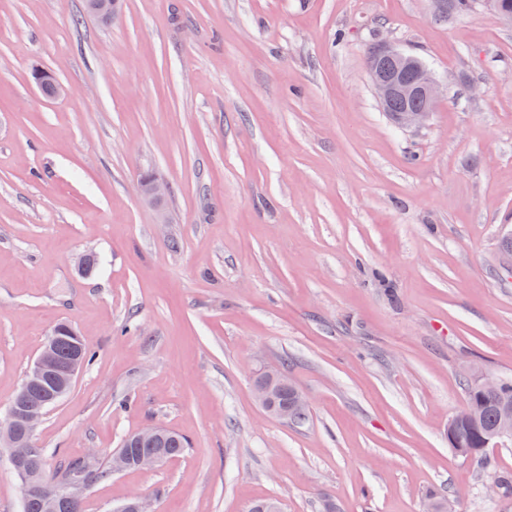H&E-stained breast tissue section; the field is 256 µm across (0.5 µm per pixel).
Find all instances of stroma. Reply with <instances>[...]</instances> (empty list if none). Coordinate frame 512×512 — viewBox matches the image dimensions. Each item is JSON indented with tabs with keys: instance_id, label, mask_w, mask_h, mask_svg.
Wrapping results in <instances>:
<instances>
[{
	"instance_id": "obj_1",
	"label": "stroma",
	"mask_w": 512,
	"mask_h": 512,
	"mask_svg": "<svg viewBox=\"0 0 512 512\" xmlns=\"http://www.w3.org/2000/svg\"><path fill=\"white\" fill-rule=\"evenodd\" d=\"M447 85L382 112L377 38ZM40 66L63 87L43 97ZM168 182L161 208L136 190ZM512 22L429 0H0V420L56 323L94 360L35 434L50 474L150 425L186 452L96 481L155 512H512L448 448L471 373L512 379ZM94 251L82 274L77 259ZM287 363L306 423L257 405ZM264 374H257L253 381V392L256 401L260 407L270 416L288 422V415H298L309 409L308 401L305 395L298 389L294 390V401L290 407L276 409L275 395L279 384L288 382L287 376L280 368H264ZM307 411L302 416L297 417L291 423H302L306 420Z\"/></svg>"
}]
</instances>
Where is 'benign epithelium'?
<instances>
[{"label": "benign epithelium", "instance_id": "obj_1", "mask_svg": "<svg viewBox=\"0 0 512 512\" xmlns=\"http://www.w3.org/2000/svg\"><path fill=\"white\" fill-rule=\"evenodd\" d=\"M87 14L100 19L112 11V0H86ZM369 86L379 107L391 111L392 105L400 99L414 101V105L396 114L399 125L405 128H419L427 124L433 112L434 103L442 94V87L427 65L418 57L409 54L393 44L378 40L373 44L366 61ZM140 197L158 204L170 194V187L160 178L152 176L138 180ZM59 329H53L42 351L29 366L21 393L27 394L39 387L44 381L52 382V388L44 402L37 405L13 403L9 406L5 420L0 423V447L9 451L11 464L18 477L29 488L37 480V473L29 468L37 448L33 436L47 408L58 402L73 386L83 364L80 350L62 361L55 351V336ZM288 381L287 376L278 368H267L265 373L255 376L253 392L260 407L270 416L288 421V415H298L309 409L305 395L294 390V401L289 407H275V395L278 385ZM167 430L152 426L138 431L127 439V444L135 448H151L163 441ZM487 448H508L512 446V415L504 413L489 438L485 440ZM89 486L82 479H70L59 485L57 496L48 501L49 512H62L67 504L80 498V492ZM117 512H154L150 502L135 493L117 509Z\"/></svg>", "mask_w": 512, "mask_h": 512}]
</instances>
